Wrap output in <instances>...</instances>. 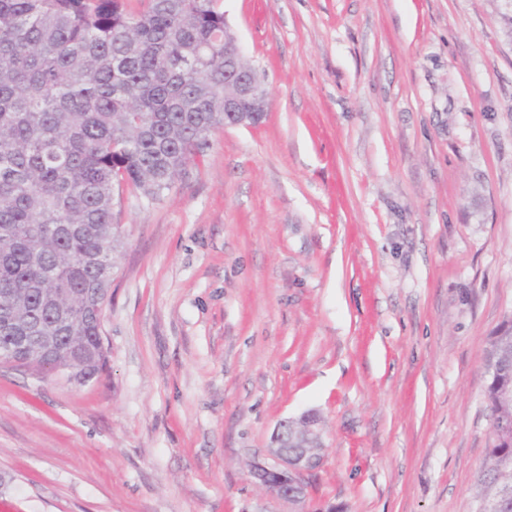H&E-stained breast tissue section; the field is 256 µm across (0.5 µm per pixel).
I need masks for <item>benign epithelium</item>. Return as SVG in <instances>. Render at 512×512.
<instances>
[{
    "instance_id": "benign-epithelium-1",
    "label": "benign epithelium",
    "mask_w": 512,
    "mask_h": 512,
    "mask_svg": "<svg viewBox=\"0 0 512 512\" xmlns=\"http://www.w3.org/2000/svg\"><path fill=\"white\" fill-rule=\"evenodd\" d=\"M247 98L252 103L251 113L239 116L238 125L246 126L256 117V113L265 111L266 92L263 78L254 69L236 82L233 91L224 95V111H238V102ZM300 420L305 423V437L313 442H322L319 419L312 413L304 414ZM290 419L280 421L275 428L274 445L269 450V461L255 462L249 475L252 483L264 490L272 507L262 512H281L279 507H288L287 512H325V508H315L311 502L306 475L320 463V456L309 448L297 447L288 450V425Z\"/></svg>"
}]
</instances>
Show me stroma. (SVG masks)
<instances>
[{
    "instance_id": "stroma-1",
    "label": "stroma",
    "mask_w": 512,
    "mask_h": 512,
    "mask_svg": "<svg viewBox=\"0 0 512 512\" xmlns=\"http://www.w3.org/2000/svg\"><path fill=\"white\" fill-rule=\"evenodd\" d=\"M264 75L150 202L128 189L75 387L0 363V512H254L277 423L321 419L314 503L479 512L512 321L507 0H221ZM490 366L512 368V328L504 327L491 342Z\"/></svg>"
}]
</instances>
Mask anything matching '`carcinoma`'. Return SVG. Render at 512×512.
Wrapping results in <instances>:
<instances>
[{"label": "carcinoma", "mask_w": 512, "mask_h": 512, "mask_svg": "<svg viewBox=\"0 0 512 512\" xmlns=\"http://www.w3.org/2000/svg\"><path fill=\"white\" fill-rule=\"evenodd\" d=\"M220 0H0V362L54 370L78 360L86 383L106 365L96 318L122 248L120 192L158 200L189 173L224 112ZM33 340L19 358L6 337ZM490 364L512 368V328ZM486 397L494 418H512ZM482 512H512V432H493Z\"/></svg>", "instance_id": "1"}]
</instances>
